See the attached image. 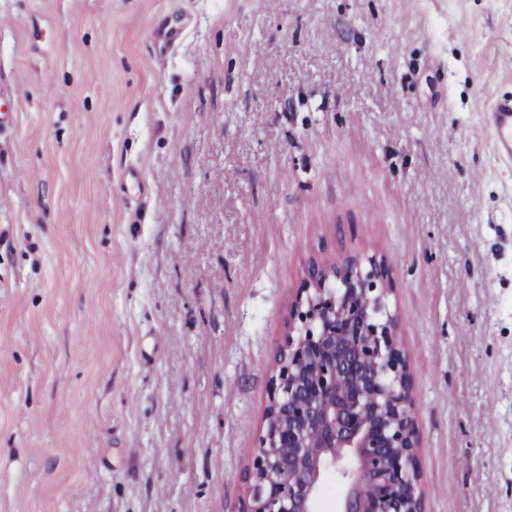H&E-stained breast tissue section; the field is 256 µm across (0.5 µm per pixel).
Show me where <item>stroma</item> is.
Segmentation results:
<instances>
[{
  "label": "stroma",
  "instance_id": "obj_1",
  "mask_svg": "<svg viewBox=\"0 0 512 512\" xmlns=\"http://www.w3.org/2000/svg\"><path fill=\"white\" fill-rule=\"evenodd\" d=\"M0 512H238L309 260L375 253L426 512H512V0H0ZM482 112L481 127L492 133L495 152L502 161L512 162V100L496 99Z\"/></svg>",
  "mask_w": 512,
  "mask_h": 512
}]
</instances>
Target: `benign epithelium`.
Listing matches in <instances>:
<instances>
[{"mask_svg":"<svg viewBox=\"0 0 512 512\" xmlns=\"http://www.w3.org/2000/svg\"><path fill=\"white\" fill-rule=\"evenodd\" d=\"M387 263L309 262L272 359L239 512H315L326 473L337 512H425L413 375L387 303Z\"/></svg>","mask_w":512,"mask_h":512,"instance_id":"benign-epithelium-1","label":"benign epithelium"}]
</instances>
